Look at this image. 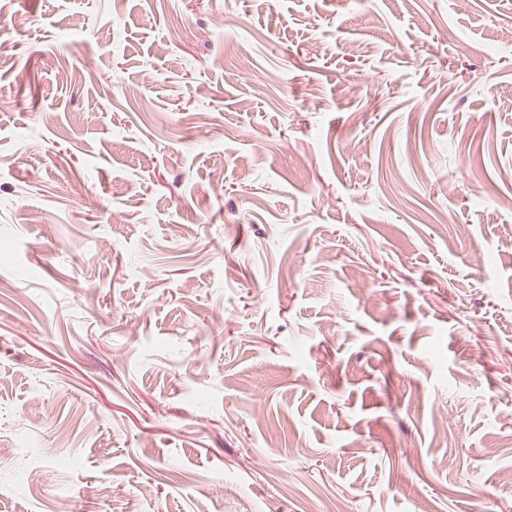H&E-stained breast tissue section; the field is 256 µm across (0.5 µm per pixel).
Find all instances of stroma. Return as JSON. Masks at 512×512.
Here are the masks:
<instances>
[{"mask_svg":"<svg viewBox=\"0 0 512 512\" xmlns=\"http://www.w3.org/2000/svg\"><path fill=\"white\" fill-rule=\"evenodd\" d=\"M1 44L0 512H512V0Z\"/></svg>","mask_w":512,"mask_h":512,"instance_id":"obj_1","label":"stroma"}]
</instances>
